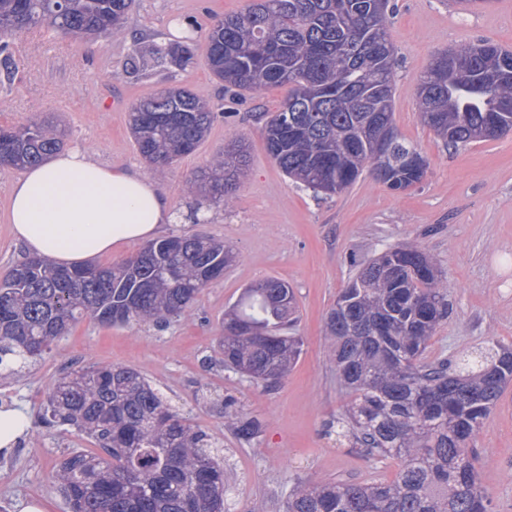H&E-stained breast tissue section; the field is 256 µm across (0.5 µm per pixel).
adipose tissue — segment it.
Listing matches in <instances>:
<instances>
[{
  "instance_id": "adipose-tissue-1",
  "label": "adipose tissue",
  "mask_w": 512,
  "mask_h": 512,
  "mask_svg": "<svg viewBox=\"0 0 512 512\" xmlns=\"http://www.w3.org/2000/svg\"><path fill=\"white\" fill-rule=\"evenodd\" d=\"M173 219L168 197L146 175L79 149L27 169L10 193L8 220L27 255L62 267L156 238Z\"/></svg>"
}]
</instances>
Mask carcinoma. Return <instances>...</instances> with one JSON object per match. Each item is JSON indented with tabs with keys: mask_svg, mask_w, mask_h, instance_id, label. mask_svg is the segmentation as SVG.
Wrapping results in <instances>:
<instances>
[{
	"mask_svg": "<svg viewBox=\"0 0 512 512\" xmlns=\"http://www.w3.org/2000/svg\"><path fill=\"white\" fill-rule=\"evenodd\" d=\"M133 0H0V57L16 35L62 29L76 40L108 39ZM388 0H249L207 36L211 72L235 101L241 90L288 86V100L265 113L267 153L306 188L335 195L380 168L378 180L403 192L424 179L428 162L394 135L375 156L370 126L393 125L395 57L387 34ZM157 55L187 64L193 45L160 44ZM422 85L421 117L447 144L483 141L499 123L512 131V52L492 43L438 53ZM369 98L375 112L356 111ZM210 103L171 86L138 100L130 125L139 155L168 166L195 151L217 119ZM64 145L63 135L32 118L0 129V166L23 169ZM248 151L234 145L186 181L184 191L226 202L247 172ZM235 261L224 241L173 235L148 243L96 278H71L36 257L0 279V380L22 373L69 327L88 316L102 325H167L187 316L198 293ZM448 277L416 247L392 245L359 265L325 319L329 363L349 398L336 420L368 456L392 458L389 482L323 479L297 485L283 512H487L476 470L485 421L512 383V348L489 345L448 366L422 361L448 319ZM295 321L288 283L267 279L242 292L224 315L218 341L224 369L280 384L298 361L302 340L283 329ZM50 427L68 425L98 443L64 458L51 483L69 512H231L221 443L191 424L135 368L101 364L58 379L48 396ZM224 426L252 443L259 420L224 400Z\"/></svg>",
	"mask_w": 512,
	"mask_h": 512,
	"instance_id": "carcinoma-1",
	"label": "carcinoma"
}]
</instances>
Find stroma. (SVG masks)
Instances as JSON below:
<instances>
[{"mask_svg": "<svg viewBox=\"0 0 512 512\" xmlns=\"http://www.w3.org/2000/svg\"><path fill=\"white\" fill-rule=\"evenodd\" d=\"M246 2L134 0L123 29L109 39L76 41L51 28L26 32L17 38L25 54L0 66V127L51 112L65 126L69 147L87 149L101 164L141 172L146 165L129 125L137 100L179 85L215 109L233 108L234 117L217 120L193 153L149 173L176 215L167 235L221 238L239 255L223 279L202 288L189 317L161 328L83 319L37 363L0 383V406L21 409L31 422L11 458L0 460V506L6 512L41 502L48 512H68L50 476L70 452L94 445L70 426L43 425L47 395L64 373L101 363L136 368L191 423L223 441L233 512H282L289 489L300 482L392 479L395 460L365 455L349 439L336 437L346 398L327 361L324 319L358 263L394 244L427 252L451 288L452 311L424 360L451 359L492 342L512 347V132L454 148L423 124L417 107V89L438 52L480 41L512 50V0H491L477 10L455 0H390L394 125L429 167L423 182L404 192L390 190L367 169L334 196L286 178L265 149L258 115L281 107L287 87L248 91L232 105L209 69L207 32ZM186 27L195 42L192 63L180 67L149 55L153 44L180 41ZM238 137L250 146L247 177L235 188L231 205L198 211L183 191L185 180ZM20 176L0 167V275L21 257L8 222L10 189ZM268 279L293 289L296 333L303 341L297 363L272 390L225 372L217 353L225 312L243 288ZM228 396L261 421L256 446L237 444L225 428L222 403ZM476 468L488 512H512V385L485 422Z\"/></svg>", "mask_w": 512, "mask_h": 512, "instance_id": "stroma-1", "label": "stroma"}]
</instances>
